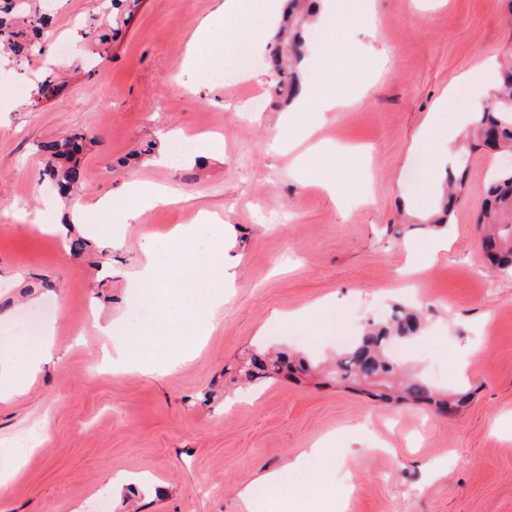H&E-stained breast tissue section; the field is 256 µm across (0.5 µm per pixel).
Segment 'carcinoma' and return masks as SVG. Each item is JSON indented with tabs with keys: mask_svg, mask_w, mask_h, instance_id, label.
<instances>
[{
	"mask_svg": "<svg viewBox=\"0 0 512 512\" xmlns=\"http://www.w3.org/2000/svg\"><path fill=\"white\" fill-rule=\"evenodd\" d=\"M107 16L108 10L104 9L99 15L89 16L82 26V39L94 55L109 52L114 34L104 30ZM309 17L304 0H289L288 20L277 30L270 45L275 95L286 103L295 98L300 87L301 30ZM47 25L48 17L40 0H0V49L12 54L15 65L46 51L43 29ZM79 139H85V135L74 133L41 146L48 155L44 175L64 197L71 196L79 181L78 164L69 150ZM481 145L490 150L512 151V59L499 69L491 95L473 125L472 141L461 146L455 169L447 172L444 179L441 211L426 221L427 226L439 228L451 223L455 204L465 187L471 150ZM478 221L484 229L483 247L489 262L502 272H512V169L498 170L490 177ZM421 330L418 314L405 305L395 304L385 317L368 323L350 349L330 360L314 361L287 351H251L239 358L230 382L257 385L284 372L304 377L323 374L382 403L433 404L457 411L470 401L473 392L436 391L419 375L404 372L392 356L394 341L413 337Z\"/></svg>",
	"mask_w": 512,
	"mask_h": 512,
	"instance_id": "cac0c4a2",
	"label": "carcinoma"
}]
</instances>
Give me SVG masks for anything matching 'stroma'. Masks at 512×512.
<instances>
[{"mask_svg":"<svg viewBox=\"0 0 512 512\" xmlns=\"http://www.w3.org/2000/svg\"><path fill=\"white\" fill-rule=\"evenodd\" d=\"M219 0H137L108 56L93 68L63 55L80 46L77 25L99 0H57L45 30L47 54L0 69V355L57 348L23 392L0 403V447L30 438L15 478L0 485V512H273L259 477L324 442L344 493L343 512H512V274L492 267L476 217L488 176L512 164L473 151L464 192L448 226V247L424 225L438 191L430 170L448 137H462L472 110H441L456 81L485 101L512 27L502 0H336L347 22L312 31L315 51L359 45L348 105L327 113L320 138L358 147L342 171L293 172L275 154L283 107L270 94L267 56L250 78L212 80L223 54L204 56L185 86L194 32ZM391 64L379 69L368 45ZM61 73L43 100L16 97ZM194 141V163L159 162L171 132ZM79 132L84 152L78 202L111 197L128 181L161 184L175 201L107 234L111 210L92 212L80 231L97 255L70 252L59 226L65 209L43 170V143ZM340 177L343 203L322 187ZM55 221L43 223L45 212ZM209 221H202V214ZM187 228L180 249L169 233ZM223 259L235 281L215 313L206 286L177 283L178 256ZM175 285L140 319L130 282L146 259ZM43 277L54 291L22 299ZM411 303L423 332L394 343V357L433 386L472 390L455 414L412 405L381 406L365 394L280 378L224 391V368L250 349L285 347L313 359L350 348L369 319ZM29 316L32 334L19 331ZM119 326L148 348L166 341L165 375L113 373L102 364L111 341L94 320ZM145 477L139 494L116 496V474Z\"/></svg>","mask_w":512,"mask_h":512,"instance_id":"1","label":"stroma"}]
</instances>
